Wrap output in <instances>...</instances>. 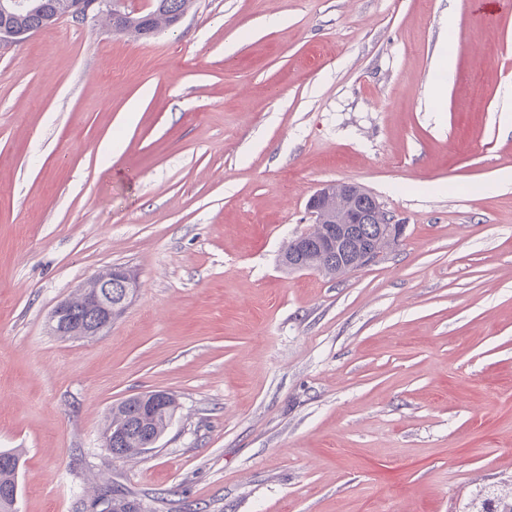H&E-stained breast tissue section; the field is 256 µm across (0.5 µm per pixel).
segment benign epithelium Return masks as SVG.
<instances>
[{
  "label": "benign epithelium",
  "mask_w": 512,
  "mask_h": 512,
  "mask_svg": "<svg viewBox=\"0 0 512 512\" xmlns=\"http://www.w3.org/2000/svg\"><path fill=\"white\" fill-rule=\"evenodd\" d=\"M127 7V0H80L76 4L75 15L84 18H97L107 10ZM29 37V32L18 29L3 19L0 21V50L15 46ZM358 196H366L376 214V233L364 238L363 244L354 246L353 235L359 228L360 216L351 208ZM343 202L336 208V239H325L321 245L336 253V263L354 272L380 262L387 253L396 247L404 236L406 225L387 212L377 198L354 183L327 184L319 188L307 202V209L314 223L324 224L330 212L331 199ZM118 281L123 291L121 301H129L139 288L134 272L122 268H110L99 272L82 286L76 296L58 303L50 315L51 331L56 336H97L112 326V283ZM82 310L85 318L77 321L75 312ZM170 394L153 391L139 395V401L146 410L168 403Z\"/></svg>",
  "instance_id": "obj_1"
}]
</instances>
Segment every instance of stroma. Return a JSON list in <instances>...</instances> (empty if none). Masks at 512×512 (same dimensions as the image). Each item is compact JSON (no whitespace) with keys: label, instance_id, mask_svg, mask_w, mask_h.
Masks as SVG:
<instances>
[{"label":"stroma","instance_id":"1","mask_svg":"<svg viewBox=\"0 0 512 512\" xmlns=\"http://www.w3.org/2000/svg\"><path fill=\"white\" fill-rule=\"evenodd\" d=\"M331 182L402 241L339 278L286 270ZM113 266L140 282L122 315L55 336V305ZM154 390L168 429L112 456V406ZM3 448L19 512H95L108 486L147 512L511 491L512 8L194 0L148 39L67 17L0 50Z\"/></svg>","mask_w":512,"mask_h":512}]
</instances>
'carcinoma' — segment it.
<instances>
[{"instance_id":"cac0c4a2","label":"carcinoma","mask_w":512,"mask_h":512,"mask_svg":"<svg viewBox=\"0 0 512 512\" xmlns=\"http://www.w3.org/2000/svg\"><path fill=\"white\" fill-rule=\"evenodd\" d=\"M76 0H36V7L11 14L8 23L13 26L35 33L50 25L59 18L72 13ZM191 6V0H153L152 9L145 14L123 10L115 17L113 28L118 32H127L137 38H149L158 31L177 23ZM303 259L315 266L316 269L329 275L336 276L346 273V270L336 266V257H324L316 250H302L294 260ZM176 410V402L151 416L140 419L137 401L129 397L112 407V423L124 427L122 434L112 439L109 452L116 457H131L134 455L135 442L146 433L162 435L168 428ZM20 454L14 450L0 451V512H13L7 497L9 486L17 480ZM109 512H142L140 503L124 497L109 494Z\"/></svg>"}]
</instances>
